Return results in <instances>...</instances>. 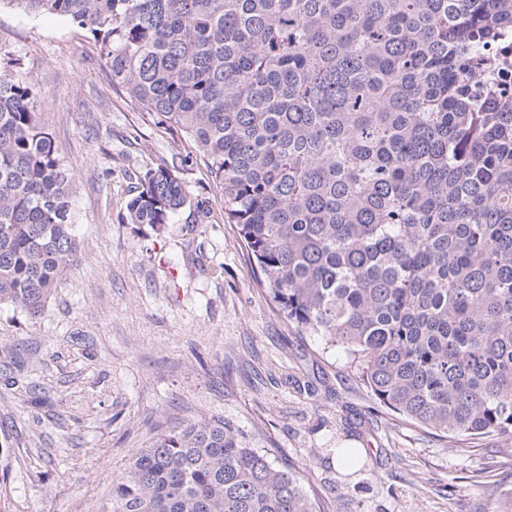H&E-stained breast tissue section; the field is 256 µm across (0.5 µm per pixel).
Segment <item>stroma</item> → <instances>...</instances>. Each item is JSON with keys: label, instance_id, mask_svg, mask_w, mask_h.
Segmentation results:
<instances>
[{"label": "stroma", "instance_id": "35a3bbf8", "mask_svg": "<svg viewBox=\"0 0 512 512\" xmlns=\"http://www.w3.org/2000/svg\"><path fill=\"white\" fill-rule=\"evenodd\" d=\"M0 50L41 91L77 179L80 244L40 323L0 308V512H95L161 429L211 416L293 462L317 512H512V472L495 493L475 475L500 440L464 449L395 419L342 349L288 328L206 162L113 89L89 34L4 7ZM161 165L194 203L157 234L125 203ZM344 447L363 451L349 475Z\"/></svg>", "mask_w": 512, "mask_h": 512}]
</instances>
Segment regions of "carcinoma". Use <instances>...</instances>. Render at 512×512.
Returning <instances> with one entry per match:
<instances>
[{
    "label": "carcinoma",
    "instance_id": "1",
    "mask_svg": "<svg viewBox=\"0 0 512 512\" xmlns=\"http://www.w3.org/2000/svg\"><path fill=\"white\" fill-rule=\"evenodd\" d=\"M72 20L183 132L279 315L456 444L512 438V0H0ZM41 91L0 71V306L36 323L78 260L75 175ZM138 177L131 224L190 204ZM512 470L505 445L481 468ZM96 512H315L299 471L221 416L137 450Z\"/></svg>",
    "mask_w": 512,
    "mask_h": 512
}]
</instances>
